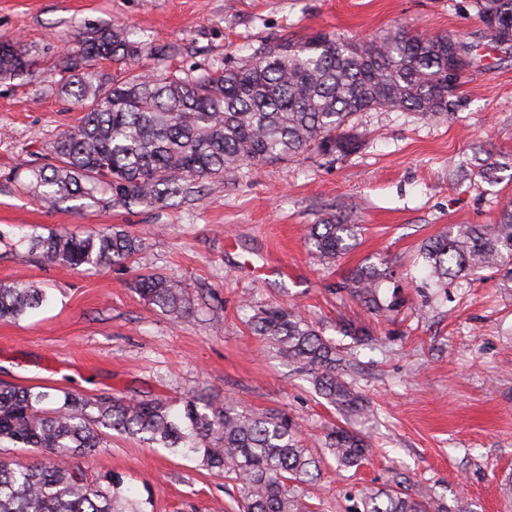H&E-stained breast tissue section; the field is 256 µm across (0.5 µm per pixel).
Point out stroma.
<instances>
[{
    "label": "stroma",
    "mask_w": 512,
    "mask_h": 512,
    "mask_svg": "<svg viewBox=\"0 0 512 512\" xmlns=\"http://www.w3.org/2000/svg\"><path fill=\"white\" fill-rule=\"evenodd\" d=\"M107 24L178 46L168 71L220 69L282 36L370 41L397 24L457 35L483 63L447 116L358 115L364 143L351 156L245 166L177 206L116 205L104 187L51 209L28 192L26 169L80 117L53 83L56 65ZM1 39L20 42L40 75L0 79V283L45 289L50 302L0 320V383L172 401L203 392L287 415L320 462V480L306 489L315 512H347L396 472L445 512L461 497L476 512H512V288L493 269L463 288H431L420 258L453 225L497 223L512 204V43L496 41L473 0H0ZM328 222L358 227L353 247L330 261L306 243L311 225ZM64 227H118L142 249L122 266L73 270L41 264L21 241ZM369 265L389 268L381 291L398 297L397 311L376 315L337 293ZM143 274L189 283V314L148 304L135 290ZM275 303L298 306L353 359L346 379L365 412L344 415L254 334L252 317ZM349 321L369 327L375 343L344 336ZM337 424L371 443L360 466L337 467L326 450ZM85 471L122 477L140 512L237 509L238 487L223 473L115 431Z\"/></svg>",
    "instance_id": "35a3bbf8"
}]
</instances>
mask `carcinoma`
I'll return each mask as SVG.
<instances>
[{"mask_svg":"<svg viewBox=\"0 0 512 512\" xmlns=\"http://www.w3.org/2000/svg\"><path fill=\"white\" fill-rule=\"evenodd\" d=\"M480 20L512 22V0H473ZM174 54L129 38L126 27L95 28L60 58L58 90L83 115L56 141L51 161L30 170L28 186L56 207L92 199L99 186L112 203L187 199L197 185L243 166L292 160L308 151L346 157L362 145L351 126L360 112L389 109L433 118L449 112L448 35H412L397 26L368 43L317 33L273 40L236 64L195 76L162 74L146 61ZM140 64L103 73L99 62ZM28 50L0 41V78L32 72ZM355 237L352 224H314L310 248L334 259ZM41 262L71 269L123 265L141 250L136 238L114 230L61 229L27 236ZM421 258L433 286H461L479 270L496 269L512 284V208L497 224H457L424 246ZM387 269H356L341 286L368 311L395 310L381 293ZM137 290L150 304L184 315L189 286L155 274ZM48 301L46 291L23 283L0 284V318L18 321ZM254 333L309 374L317 390L344 412L359 411L358 391L344 378L336 344L294 307L262 310ZM174 409L160 398L120 394L55 395L43 387H0V441L34 448L42 459L22 465L0 457V512H140L112 476L91 480L86 459L103 446L107 431L137 436L173 455L195 456L239 486V512H313L294 488L321 476L300 429L280 414L256 415L231 402L187 397ZM326 445L337 464L355 467L370 444L344 426ZM399 474L386 489L366 494L352 512H430L426 496L413 497Z\"/></svg>","mask_w":512,"mask_h":512,"instance_id":"1","label":"carcinoma"}]
</instances>
